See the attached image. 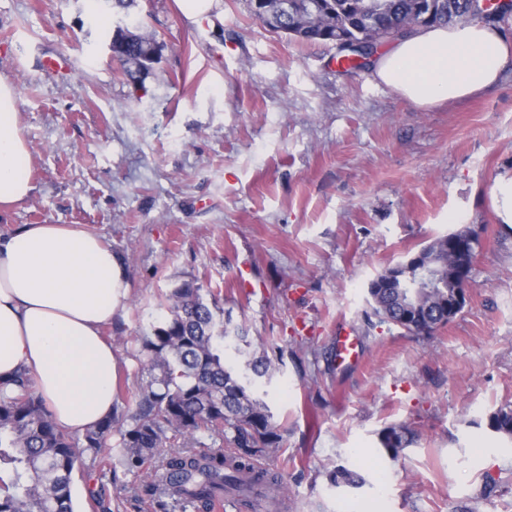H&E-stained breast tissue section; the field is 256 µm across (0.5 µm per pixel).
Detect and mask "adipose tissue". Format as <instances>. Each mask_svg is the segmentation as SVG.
<instances>
[{"mask_svg":"<svg viewBox=\"0 0 512 512\" xmlns=\"http://www.w3.org/2000/svg\"><path fill=\"white\" fill-rule=\"evenodd\" d=\"M512 40L478 21L418 27L380 54L372 76L427 108L496 85ZM0 79V213L29 197L31 153ZM129 296L124 258L95 234L25 224L0 234V390L27 373L54 421L80 435L112 414L118 359L101 334Z\"/></svg>","mask_w":512,"mask_h":512,"instance_id":"ef3b65f1","label":"adipose tissue"}]
</instances>
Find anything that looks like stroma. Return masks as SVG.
Returning <instances> with one entry per match:
<instances>
[{
	"label": "stroma",
	"instance_id": "1",
	"mask_svg": "<svg viewBox=\"0 0 512 512\" xmlns=\"http://www.w3.org/2000/svg\"><path fill=\"white\" fill-rule=\"evenodd\" d=\"M188 21L177 0L128 15L162 44L144 77L108 50L112 0H0V78L17 95L34 190L0 233L67 224L122 254L131 284L103 329L118 356L117 409L148 379L133 356L186 280L218 293L251 341L286 348L267 401L282 450L284 512H512V224L492 200L512 174V67L476 97L421 108L341 69L330 44L272 32L244 0ZM64 56L69 74L45 71ZM480 228L467 302L417 335L380 322L369 282L434 238ZM349 329L360 360L338 365ZM407 425L397 455L380 433ZM339 465L362 487H335ZM159 512L142 479L78 465L76 512Z\"/></svg>",
	"mask_w": 512,
	"mask_h": 512
}]
</instances>
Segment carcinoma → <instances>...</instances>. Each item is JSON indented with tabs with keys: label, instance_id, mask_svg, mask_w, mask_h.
I'll use <instances>...</instances> for the list:
<instances>
[{
	"label": "carcinoma",
	"instance_id": "1",
	"mask_svg": "<svg viewBox=\"0 0 512 512\" xmlns=\"http://www.w3.org/2000/svg\"><path fill=\"white\" fill-rule=\"evenodd\" d=\"M512 16V6L496 13L477 0H288V11L277 17L276 30L307 43H337L341 39L381 38L390 31L404 36L426 25L459 21L500 22ZM158 46L146 33L125 37L121 54L128 73L152 67L148 56ZM352 67L371 64L373 52L362 46L340 48ZM473 232L462 230L437 237L419 252L431 261L428 285L422 271L403 268L394 276L384 270L368 292L373 315L408 332L430 334L448 323V304L464 283L451 267L469 265L475 252L448 256V241ZM167 314L151 333L140 337L133 357L149 374L133 412L112 415L78 438L53 420L34 381L22 373L16 389L0 392V512H75L72 473L84 455L100 471L112 470L118 459L125 473L149 480L152 495L207 510L220 495L240 496L283 488L279 472L258 470L257 456L280 451L279 424L260 394L278 366L258 342L259 357L241 370L227 353L242 354L239 329L217 318V298L206 302L197 280L184 281L165 295ZM429 320L412 326L400 322L406 308ZM492 431L512 438V409L501 408L489 418ZM229 437L233 451H205L198 434ZM409 429L390 427L380 436L382 447L395 456L412 442ZM336 487H356L359 476L342 466L330 473Z\"/></svg>",
	"mask_w": 512,
	"mask_h": 512
}]
</instances>
